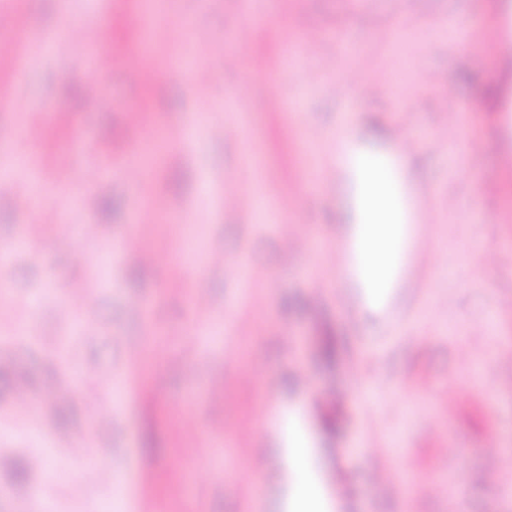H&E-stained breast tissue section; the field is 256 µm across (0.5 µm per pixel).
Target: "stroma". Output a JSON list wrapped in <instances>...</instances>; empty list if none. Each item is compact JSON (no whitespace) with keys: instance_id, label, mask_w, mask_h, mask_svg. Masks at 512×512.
Masks as SVG:
<instances>
[{"instance_id":"obj_1","label":"stroma","mask_w":512,"mask_h":512,"mask_svg":"<svg viewBox=\"0 0 512 512\" xmlns=\"http://www.w3.org/2000/svg\"><path fill=\"white\" fill-rule=\"evenodd\" d=\"M144 2L14 0L0 29V145L43 172L38 204L25 179L0 184V246L41 227L13 252L0 304V455L13 460L0 512H121L122 482L131 512H270L296 479L271 456L254 470L245 450L278 437L274 402L311 433L332 512H512V0H163L148 44ZM90 16L118 59L92 105L93 59L73 36ZM500 19L481 66L448 41L458 21ZM314 34L319 51L292 58ZM188 45L207 67L203 99L176 70ZM349 71L361 86L343 95ZM458 111L464 126L445 122ZM340 128L387 151L398 128L419 142L400 164L429 209L427 240L390 321L336 299ZM464 131L474 152L461 166L444 146ZM86 169L97 178L81 181ZM232 179L261 189L265 218L226 206ZM286 221L321 240V257L281 253ZM89 224L97 239H83ZM136 231L155 261L119 249ZM62 235L77 248H57ZM478 254L485 265L469 267ZM72 289L93 307L72 306ZM21 378L37 419L15 410ZM364 381L377 409L358 396ZM74 443L88 447L77 468L64 462ZM380 465L411 478L378 491Z\"/></svg>"}]
</instances>
